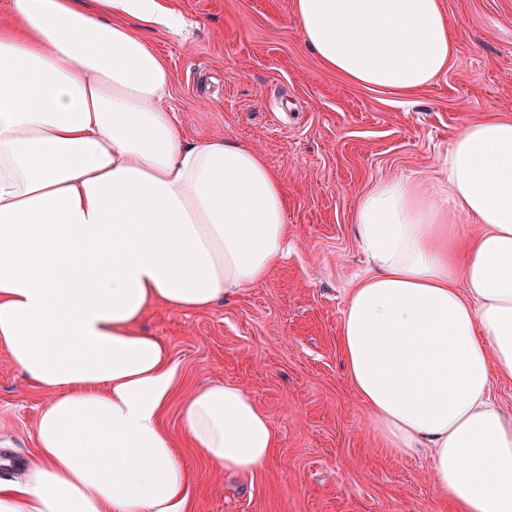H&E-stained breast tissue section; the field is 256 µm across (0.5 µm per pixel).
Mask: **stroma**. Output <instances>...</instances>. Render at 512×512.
I'll use <instances>...</instances> for the list:
<instances>
[{"instance_id": "obj_1", "label": "stroma", "mask_w": 512, "mask_h": 512, "mask_svg": "<svg viewBox=\"0 0 512 512\" xmlns=\"http://www.w3.org/2000/svg\"><path fill=\"white\" fill-rule=\"evenodd\" d=\"M180 34L148 38L168 61L170 104L191 138L249 144L279 172L292 248L264 283L203 312L151 308L143 330L166 346L176 388L162 416L211 382L245 387L280 444L250 476L183 449L186 512H451L426 455L397 457L373 430L339 347L349 289L367 269L352 221L372 181L438 178L465 124L512 118V0H441L455 53L410 94L348 82L306 47L293 0H169ZM49 393L0 351V478L34 454Z\"/></svg>"}]
</instances>
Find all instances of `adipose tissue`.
I'll list each match as a JSON object with an SVG mask.
<instances>
[{"instance_id":"ef3b65f1","label":"adipose tissue","mask_w":512,"mask_h":512,"mask_svg":"<svg viewBox=\"0 0 512 512\" xmlns=\"http://www.w3.org/2000/svg\"><path fill=\"white\" fill-rule=\"evenodd\" d=\"M7 0L0 25V351L50 398L0 512H185L188 472L161 424L175 386L140 330L156 304L201 311L269 279L291 240L278 173L251 146L189 139L172 74L145 38L168 0ZM303 41L350 82L410 92L454 53L441 0H294ZM477 229L459 238L457 217ZM370 260L340 347L373 428L426 454L456 512H512V120L462 126L441 178L360 192ZM188 447L250 475L279 445L242 386L181 413Z\"/></svg>"}]
</instances>
